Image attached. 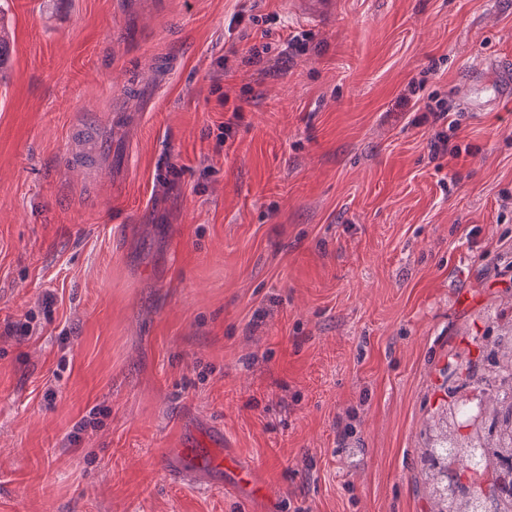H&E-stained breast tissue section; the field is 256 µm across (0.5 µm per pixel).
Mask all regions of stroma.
I'll list each match as a JSON object with an SVG mask.
<instances>
[{
  "mask_svg": "<svg viewBox=\"0 0 512 512\" xmlns=\"http://www.w3.org/2000/svg\"><path fill=\"white\" fill-rule=\"evenodd\" d=\"M164 2L0 0V512H429L448 352L512 320V94H464L512 0ZM196 434L264 494L167 460ZM296 13L307 21H320L330 16L335 7L334 0H296ZM453 109L451 101H438L433 106L431 103H428L425 106V111L418 118L419 124H430L433 128L437 126L439 123L441 127L446 124L447 129H453V122L449 121L448 118L450 116V112Z\"/></svg>",
  "mask_w": 512,
  "mask_h": 512,
  "instance_id": "35a3bbf8",
  "label": "stroma"
}]
</instances>
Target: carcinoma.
Wrapping results in <instances>:
<instances>
[{"label": "carcinoma", "instance_id": "cac0c4a2", "mask_svg": "<svg viewBox=\"0 0 512 512\" xmlns=\"http://www.w3.org/2000/svg\"><path fill=\"white\" fill-rule=\"evenodd\" d=\"M473 341L478 346L477 357L461 365L451 360L443 370L448 383V410L458 412L460 419L445 432L442 441L424 452L432 484L431 512H481L467 466L458 468L446 484V491L440 489L438 477L448 476L443 463L453 451L482 448L485 468L498 477L512 476V322L496 324L492 330L473 337ZM465 388L479 391L484 399V415L477 424L464 411ZM464 429L469 430L465 436L461 434ZM509 486L511 489L503 494L499 492L502 484L489 485L488 495L494 502L492 512H512V480Z\"/></svg>", "mask_w": 512, "mask_h": 512}]
</instances>
